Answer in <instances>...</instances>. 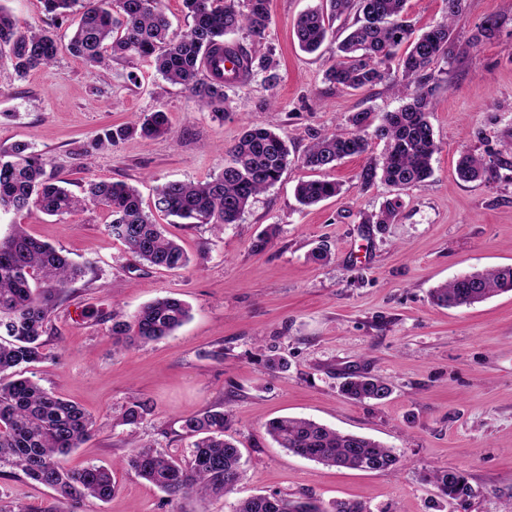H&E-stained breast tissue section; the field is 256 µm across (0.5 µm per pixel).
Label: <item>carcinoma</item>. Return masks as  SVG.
<instances>
[{
    "instance_id": "1",
    "label": "carcinoma",
    "mask_w": 512,
    "mask_h": 512,
    "mask_svg": "<svg viewBox=\"0 0 512 512\" xmlns=\"http://www.w3.org/2000/svg\"><path fill=\"white\" fill-rule=\"evenodd\" d=\"M329 12L313 8L301 14L294 26L299 47L317 51L334 37V19L356 13V22L337 45L336 61L326 72L329 82L358 90L384 82L395 90L412 88L408 102L384 114L377 125L370 113L349 117L351 130L327 132L301 157L312 170L328 169L344 158L363 154L368 140L386 143L381 167L366 166L358 175L360 187L379 180L396 194L375 215V223L392 224L403 206L401 193L423 183L431 173L437 150L429 106L435 87L433 65L451 54L450 34L462 11L463 0H445L441 20L415 35L408 18L407 0H326ZM192 24L177 34L161 0H44L45 10L62 24L78 17L68 51L91 67L113 59L137 55L149 60L156 72L187 90L200 109L224 115L225 88L243 77L261 72L271 87L279 81L278 64L269 55L256 57L241 46L224 44V37L245 31L262 39L271 24L268 0H183ZM408 43L403 55L398 48ZM8 48L15 71L24 76L52 63L59 47L47 31L22 26L0 4V50ZM235 53L241 73L232 78L218 68L203 72L204 59L226 51ZM397 62L396 70L390 69ZM170 131L168 113L158 109L133 126L108 129L99 144L114 145L137 133L144 138ZM289 150L272 125L246 124L239 140L227 151L221 172L203 182H168L157 188L156 211L189 221L209 224L222 231L237 224L251 200L274 185L288 165ZM47 160L27 143L0 148V215H19L36 209L58 216L80 208L85 199L110 211L108 228L136 261L154 267L183 269L190 259L181 245L165 235L142 207L138 191L122 181H92L87 198L73 195L46 174ZM465 181H489L495 166L481 156L463 151L457 164ZM332 180H305L295 195L303 206L315 205L339 194ZM85 274L52 246L29 236L21 224L0 235V465L15 466L31 480L53 489L64 504L88 498L106 502L115 485L112 473L96 465L71 469L67 457L82 447L100 428L97 419L78 404L43 389L25 376L21 367L45 358L41 337L60 294ZM512 291V267L467 273L433 289V303L461 307L496 293ZM190 318L182 300L161 297L142 307L129 320L112 322L113 344L146 345L167 337ZM341 392L347 398L384 400L392 389L385 378L369 371L345 377ZM144 404L127 406L118 423L136 426L144 418ZM228 412L209 410L183 420V429L196 437L189 458L179 459L142 446L132 449L124 464L172 500L194 496L204 502L234 490L244 477L242 452L224 438ZM267 434L288 452L322 464L358 470H395L400 457L393 448L356 435L343 434L315 421L279 417L266 424ZM426 481L446 500L473 495L467 475L457 469L431 471ZM234 512H366L362 503L334 501L330 506L313 498L288 499L277 493L259 494L239 503Z\"/></svg>"
}]
</instances>
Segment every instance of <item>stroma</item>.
<instances>
[{
	"label": "stroma",
	"mask_w": 512,
	"mask_h": 512,
	"mask_svg": "<svg viewBox=\"0 0 512 512\" xmlns=\"http://www.w3.org/2000/svg\"><path fill=\"white\" fill-rule=\"evenodd\" d=\"M321 3L269 0L263 40L243 31L226 36L252 54L272 55L280 81L268 86L258 73L236 82L217 118L146 61L91 67L72 56L71 24L54 23L43 0H6L21 22L52 31L60 50L50 66L23 77L0 52V146L28 143L75 195L92 180L122 181L152 210L157 186L217 175L248 122L273 123L290 150L280 180L223 232L156 215L191 259L179 270L132 261L103 206L17 216L29 235L85 268L64 289L42 336L45 358L31 367L42 388L101 422L69 463L110 468L116 491L77 512H233L240 500L273 492L358 501L367 512H504L512 503V292L458 308L430 297L461 274L512 267V0L464 2L452 53L433 71L429 120L438 149L423 184L400 194L379 181L361 189L359 173L384 152L374 139L366 153L324 170L341 185L336 197L304 207L294 190L315 176L299 163L313 135L348 129L352 113L378 118L404 103L385 84L333 87L325 72L336 40L313 54L300 50L295 22ZM489 19L498 23L495 35L478 38ZM158 109L169 115V134L98 145L104 129ZM463 151L500 160L497 178L462 181ZM396 195L403 202L396 222L370 223ZM272 224L276 236L254 251L253 240ZM322 243L332 253L326 263L310 257ZM163 296L187 302L190 320L146 346L113 345V314L132 317ZM273 354L287 359V370L268 373L263 360ZM355 369L386 378L391 395L362 402L342 395L344 376ZM135 401L146 407L143 421L116 424ZM208 410L228 412L224 436L242 451L245 476L233 492L172 501L121 466L136 444L187 455L193 439L182 420ZM281 416L379 440L400 454L402 467L359 471L290 454L265 431ZM445 467L467 474L473 494L466 501L447 503L425 482ZM62 510L55 491L0 466V512Z\"/></svg>",
	"instance_id": "stroma-1"
}]
</instances>
